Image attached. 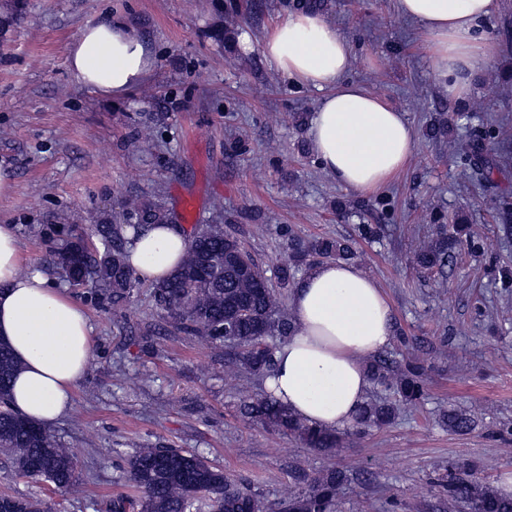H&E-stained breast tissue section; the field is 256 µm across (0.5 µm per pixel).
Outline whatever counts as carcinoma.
I'll use <instances>...</instances> for the list:
<instances>
[{
  "label": "carcinoma",
  "instance_id": "obj_1",
  "mask_svg": "<svg viewBox=\"0 0 512 512\" xmlns=\"http://www.w3.org/2000/svg\"><path fill=\"white\" fill-rule=\"evenodd\" d=\"M456 130L455 112L439 114L429 126V134L434 137H452ZM494 132L502 133V126L491 122L487 128H472L465 139L457 142V152L461 163L490 192L498 221L507 224L512 222V196L499 191L493 174L503 169L488 155ZM435 220L433 237L415 254L419 268L444 269L463 243L474 253L481 251L482 245L471 235L463 215H455L449 226L438 216ZM166 221L163 207L145 199L113 220L95 225L101 251L85 249L84 235L74 226H51L44 235L49 239L55 235L66 237L61 247L50 252L53 266L63 271L69 261L77 260L87 282V298L120 307L129 302L140 284L126 262L130 239L139 238L144 228ZM285 234L296 262L310 256L354 258L346 238L306 243L295 238L289 227ZM295 274L294 266L280 268L279 288H274L237 237L219 224L206 225L189 235L182 266L172 277L152 287L156 306L167 314L158 333L200 335L222 346L230 343L240 349L228 359L231 370L267 376L274 369L278 345L287 342L294 332L293 317L284 308L283 292L292 287ZM367 368L370 381L384 395L360 406L355 422L357 435L391 424L400 405L420 403L426 390L425 367L416 358L395 366L385 356H374ZM17 371L18 363L9 347L0 342V451L6 453L16 474L67 490L78 480L76 457L47 428L12 409L9 392ZM240 413L310 448L331 451L340 444L338 436L302 422L266 392L244 400ZM443 419L453 432L464 433L473 426L472 419L455 408L448 409ZM123 470L135 494L112 499L108 512H335L338 491L349 482L347 472L337 468L314 475L300 473L296 476L298 489L274 509L260 494L229 479L222 469L196 452L141 448L124 460ZM437 484L448 497V508L457 512H512V494H504L483 481L468 463L448 462ZM0 508L4 512H40L36 501L9 493H0Z\"/></svg>",
  "mask_w": 512,
  "mask_h": 512
}]
</instances>
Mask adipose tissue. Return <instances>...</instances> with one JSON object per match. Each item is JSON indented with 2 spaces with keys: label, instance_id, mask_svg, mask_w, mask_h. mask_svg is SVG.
Listing matches in <instances>:
<instances>
[{
  "label": "adipose tissue",
  "instance_id": "1",
  "mask_svg": "<svg viewBox=\"0 0 512 512\" xmlns=\"http://www.w3.org/2000/svg\"><path fill=\"white\" fill-rule=\"evenodd\" d=\"M418 25L435 83L448 98L463 95L475 74L493 61L496 44L484 25L496 0H396ZM269 66L297 85L321 91L308 127L321 169L359 194L373 193L405 168L415 145L405 113L346 80L352 45L336 26L308 10L289 14L262 41ZM147 38L110 17L85 27L69 57L77 84L115 98L150 76ZM175 224H154L127 247V262L147 284L167 279L187 251ZM295 332L275 354L266 391L293 415L324 431L350 428L370 386L366 363L395 334L393 307L378 282L359 266L322 262L289 292ZM0 341L19 371L12 408L42 426L71 410L94 354L88 314L66 289L24 266L18 228L0 224Z\"/></svg>",
  "mask_w": 512,
  "mask_h": 512
}]
</instances>
